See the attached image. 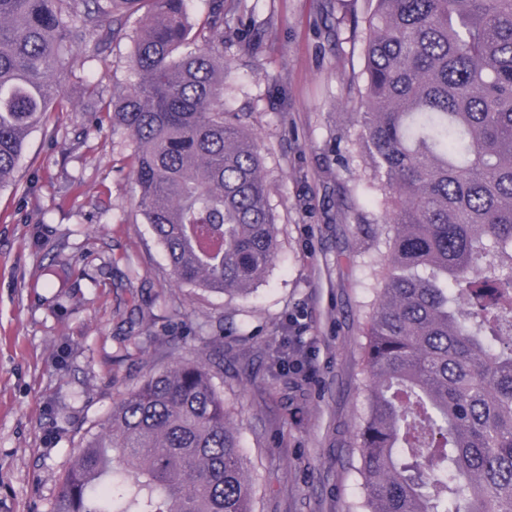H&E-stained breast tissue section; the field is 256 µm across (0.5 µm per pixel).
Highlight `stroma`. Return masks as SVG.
<instances>
[{
    "instance_id": "35a3bbf8",
    "label": "stroma",
    "mask_w": 512,
    "mask_h": 512,
    "mask_svg": "<svg viewBox=\"0 0 512 512\" xmlns=\"http://www.w3.org/2000/svg\"><path fill=\"white\" fill-rule=\"evenodd\" d=\"M239 9L254 24L224 38V103L262 145L276 261L245 296L177 283L138 207L132 138L90 120L124 92L131 40L65 60L69 105L0 191V512H52L84 438L175 357L214 372L254 512H354L363 497L364 326L384 262L352 118L366 31L337 27L340 0ZM283 349L299 375L274 372Z\"/></svg>"
}]
</instances>
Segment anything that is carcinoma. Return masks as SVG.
Returning <instances> with one entry per match:
<instances>
[{
  "label": "carcinoma",
  "mask_w": 512,
  "mask_h": 512,
  "mask_svg": "<svg viewBox=\"0 0 512 512\" xmlns=\"http://www.w3.org/2000/svg\"><path fill=\"white\" fill-rule=\"evenodd\" d=\"M131 0H0V189L65 103L62 67ZM104 107L135 141L139 207L173 277L246 294L276 257L261 146L224 109V15L149 0ZM355 126L384 196L365 324L362 512H512V0H372ZM52 512H253L200 362L122 394Z\"/></svg>",
  "instance_id": "cac0c4a2"
}]
</instances>
